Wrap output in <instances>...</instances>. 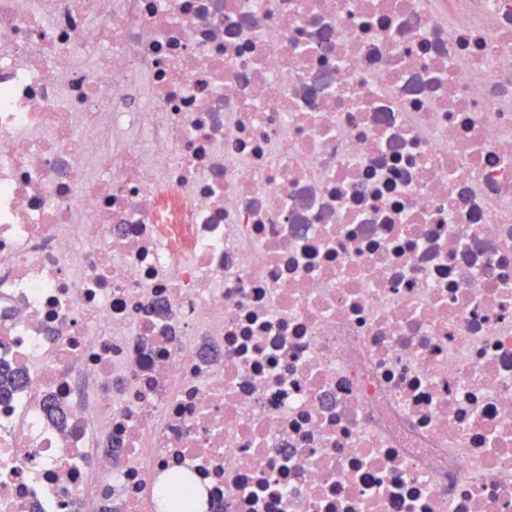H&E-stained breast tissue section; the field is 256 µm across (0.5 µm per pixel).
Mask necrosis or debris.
<instances>
[{
  "instance_id": "1",
  "label": "necrosis or debris",
  "mask_w": 512,
  "mask_h": 512,
  "mask_svg": "<svg viewBox=\"0 0 512 512\" xmlns=\"http://www.w3.org/2000/svg\"><path fill=\"white\" fill-rule=\"evenodd\" d=\"M0 512H512V0H0Z\"/></svg>"
}]
</instances>
